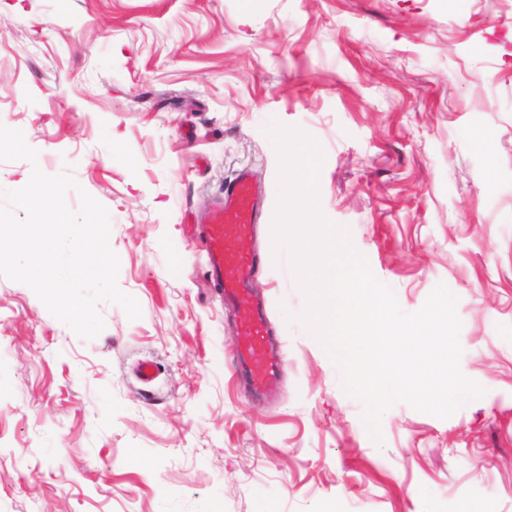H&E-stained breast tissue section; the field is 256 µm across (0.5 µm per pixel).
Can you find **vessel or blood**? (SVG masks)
Returning <instances> with one entry per match:
<instances>
[{"mask_svg": "<svg viewBox=\"0 0 512 512\" xmlns=\"http://www.w3.org/2000/svg\"><path fill=\"white\" fill-rule=\"evenodd\" d=\"M262 214V195L249 171H240L224 188V196L210 208L200 232L207 253L206 273L220 288L226 306L238 317L239 345L236 373L246 375L255 393H266L282 365L281 350L271 334L262 300L249 285L258 269L252 248ZM235 275L225 279V267Z\"/></svg>", "mask_w": 512, "mask_h": 512, "instance_id": "vessel-or-blood-1", "label": "vessel or blood"}]
</instances>
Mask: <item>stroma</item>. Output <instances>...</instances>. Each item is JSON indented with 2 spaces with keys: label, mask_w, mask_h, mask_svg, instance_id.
<instances>
[{
  "label": "stroma",
  "mask_w": 512,
  "mask_h": 512,
  "mask_svg": "<svg viewBox=\"0 0 512 512\" xmlns=\"http://www.w3.org/2000/svg\"><path fill=\"white\" fill-rule=\"evenodd\" d=\"M276 121L320 144V209L403 311L457 297L483 397L396 404L371 440L272 245ZM0 124L38 152L0 189L70 172L141 307L85 339L0 276V512H512V0H0ZM244 168L272 401L231 377L198 233Z\"/></svg>",
  "instance_id": "35a3bbf8"
}]
</instances>
